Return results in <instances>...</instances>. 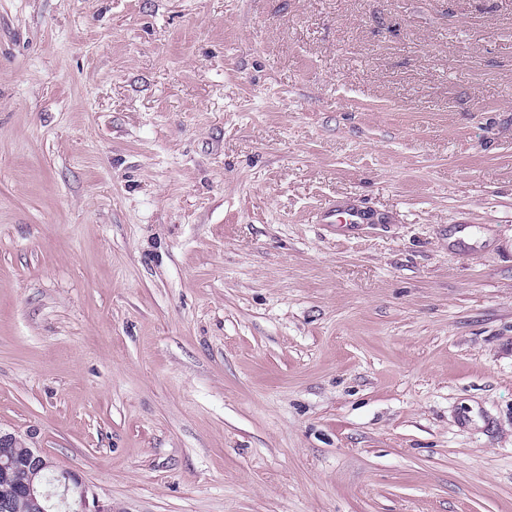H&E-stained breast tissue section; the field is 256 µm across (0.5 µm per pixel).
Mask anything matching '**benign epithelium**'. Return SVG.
Returning <instances> with one entry per match:
<instances>
[{"label": "benign epithelium", "mask_w": 512, "mask_h": 512, "mask_svg": "<svg viewBox=\"0 0 512 512\" xmlns=\"http://www.w3.org/2000/svg\"><path fill=\"white\" fill-rule=\"evenodd\" d=\"M29 478L26 495L35 512H112V505L89 497L82 480L58 467L39 448H27Z\"/></svg>", "instance_id": "7a95c632"}]
</instances>
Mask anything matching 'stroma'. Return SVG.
Listing matches in <instances>:
<instances>
[{
	"instance_id": "1",
	"label": "stroma",
	"mask_w": 512,
	"mask_h": 512,
	"mask_svg": "<svg viewBox=\"0 0 512 512\" xmlns=\"http://www.w3.org/2000/svg\"><path fill=\"white\" fill-rule=\"evenodd\" d=\"M0 431L112 512H512V0H0ZM372 220L373 216L364 206L350 200L333 201L321 214L322 224H336L342 234L358 225L370 224Z\"/></svg>"
}]
</instances>
